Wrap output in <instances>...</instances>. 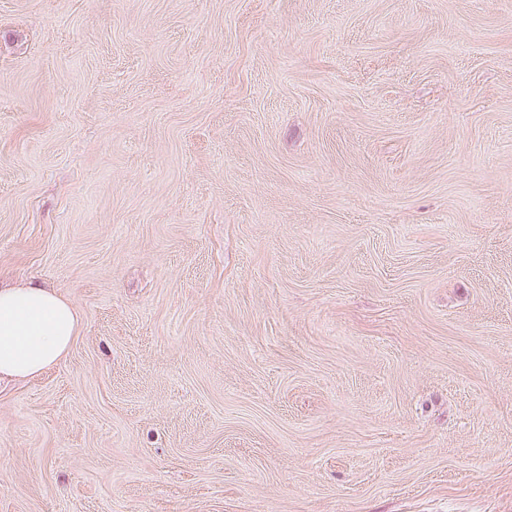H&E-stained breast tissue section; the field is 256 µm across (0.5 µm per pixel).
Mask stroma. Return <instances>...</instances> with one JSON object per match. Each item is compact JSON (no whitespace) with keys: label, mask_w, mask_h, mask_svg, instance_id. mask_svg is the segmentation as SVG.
<instances>
[{"label":"stroma","mask_w":512,"mask_h":512,"mask_svg":"<svg viewBox=\"0 0 512 512\" xmlns=\"http://www.w3.org/2000/svg\"><path fill=\"white\" fill-rule=\"evenodd\" d=\"M0 512H512V0H0ZM79 324L55 288L0 281V382L30 379L60 363Z\"/></svg>","instance_id":"obj_1"}]
</instances>
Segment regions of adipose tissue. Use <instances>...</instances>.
I'll return each mask as SVG.
<instances>
[{"label":"adipose tissue","mask_w":512,"mask_h":512,"mask_svg":"<svg viewBox=\"0 0 512 512\" xmlns=\"http://www.w3.org/2000/svg\"><path fill=\"white\" fill-rule=\"evenodd\" d=\"M79 324L57 290L0 283V382L30 379L60 363Z\"/></svg>","instance_id":"adipose-tissue-1"}]
</instances>
